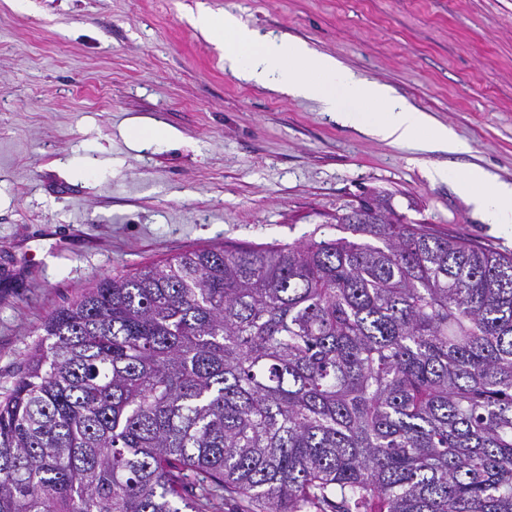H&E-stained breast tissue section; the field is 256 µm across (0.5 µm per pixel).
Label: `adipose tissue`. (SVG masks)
I'll return each mask as SVG.
<instances>
[{
  "instance_id": "ef3b65f1",
  "label": "adipose tissue",
  "mask_w": 512,
  "mask_h": 512,
  "mask_svg": "<svg viewBox=\"0 0 512 512\" xmlns=\"http://www.w3.org/2000/svg\"><path fill=\"white\" fill-rule=\"evenodd\" d=\"M195 25L224 43V59L239 75L266 88L287 87L297 97L318 102L348 125L374 138L413 144L428 152L457 153L466 146L447 127L414 109L387 85L367 81L343 69L330 56L311 55L286 37H263L231 16L203 11ZM461 189L488 223H512V184L495 182L488 172L470 169L458 177Z\"/></svg>"
}]
</instances>
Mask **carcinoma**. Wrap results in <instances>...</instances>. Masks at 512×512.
<instances>
[{
  "mask_svg": "<svg viewBox=\"0 0 512 512\" xmlns=\"http://www.w3.org/2000/svg\"><path fill=\"white\" fill-rule=\"evenodd\" d=\"M56 309L0 397V512H512V256L384 196Z\"/></svg>",
  "mask_w": 512,
  "mask_h": 512,
  "instance_id": "carcinoma-1",
  "label": "carcinoma"
}]
</instances>
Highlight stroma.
<instances>
[{
    "label": "stroma",
    "instance_id": "stroma-1",
    "mask_svg": "<svg viewBox=\"0 0 512 512\" xmlns=\"http://www.w3.org/2000/svg\"><path fill=\"white\" fill-rule=\"evenodd\" d=\"M389 85L464 140L426 153L247 82L200 10ZM447 168L434 181L428 168ZM512 182V0H0V395L42 326L100 278L222 245L339 236L370 192L512 253L460 190Z\"/></svg>",
    "mask_w": 512,
    "mask_h": 512
}]
</instances>
